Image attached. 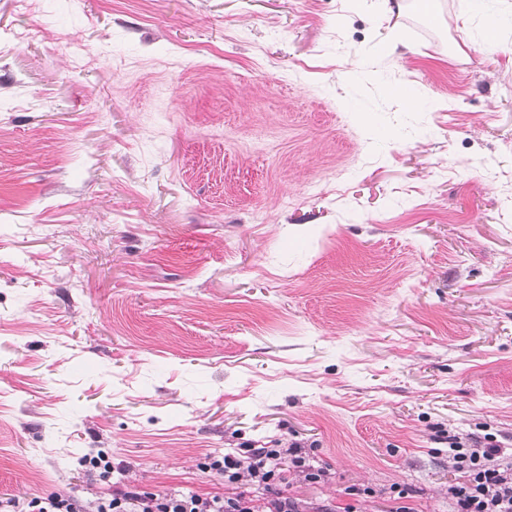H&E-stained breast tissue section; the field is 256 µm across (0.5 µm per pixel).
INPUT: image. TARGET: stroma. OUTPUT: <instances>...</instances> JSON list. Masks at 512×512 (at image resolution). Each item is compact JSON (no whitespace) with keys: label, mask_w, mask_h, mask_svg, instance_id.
<instances>
[{"label":"stroma","mask_w":512,"mask_h":512,"mask_svg":"<svg viewBox=\"0 0 512 512\" xmlns=\"http://www.w3.org/2000/svg\"><path fill=\"white\" fill-rule=\"evenodd\" d=\"M417 2L0 0V498L512 449V0Z\"/></svg>","instance_id":"obj_1"}]
</instances>
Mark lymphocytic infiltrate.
<instances>
[{
	"mask_svg": "<svg viewBox=\"0 0 512 512\" xmlns=\"http://www.w3.org/2000/svg\"><path fill=\"white\" fill-rule=\"evenodd\" d=\"M448 464L454 479L448 496L454 512H512V462L499 445H481L448 438ZM205 469L224 480L220 495L156 493L135 485L89 503L68 492H52L27 503L0 500V512H356L354 505L336 510L329 504L309 507L294 488L295 480L314 486L326 473L307 466L301 451L290 448H251L208 459Z\"/></svg>",
	"mask_w": 512,
	"mask_h": 512,
	"instance_id": "lymphocytic-infiltrate-1",
	"label": "lymphocytic infiltrate"
}]
</instances>
